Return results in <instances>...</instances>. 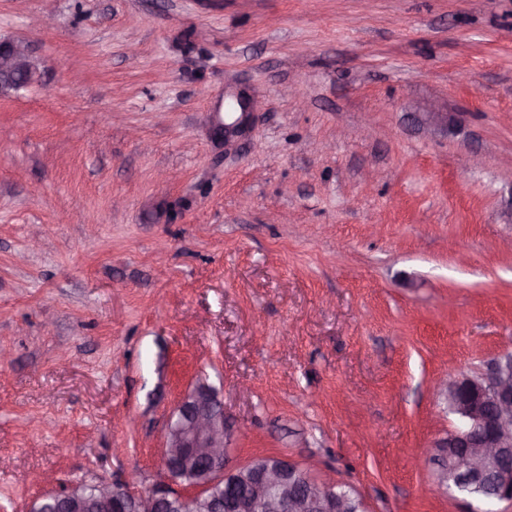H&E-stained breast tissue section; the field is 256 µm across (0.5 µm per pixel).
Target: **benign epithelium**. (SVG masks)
Listing matches in <instances>:
<instances>
[{"mask_svg":"<svg viewBox=\"0 0 512 512\" xmlns=\"http://www.w3.org/2000/svg\"><path fill=\"white\" fill-rule=\"evenodd\" d=\"M37 81L28 45L0 40V97ZM239 115L217 125L228 146L249 131L254 100L236 97ZM460 427L427 450L441 459L439 486L468 499L491 487L493 501L512 503V354L494 360L484 378L454 379L441 388ZM232 441L224 403L205 382L197 383L170 415L163 451L164 479L139 488L135 476L112 484H73L36 501L30 512H224V489L240 483L243 495L232 512H354L352 496L331 477L277 457L229 464Z\"/></svg>","mask_w":512,"mask_h":512,"instance_id":"1","label":"benign epithelium"}]
</instances>
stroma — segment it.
Segmentation results:
<instances>
[{
    "mask_svg": "<svg viewBox=\"0 0 512 512\" xmlns=\"http://www.w3.org/2000/svg\"><path fill=\"white\" fill-rule=\"evenodd\" d=\"M0 37L41 74L0 98V512L151 487L200 381L230 465L466 512L414 459L512 353V0H0ZM236 104L240 112L230 113H239V115L230 122L219 123L216 128L217 132L223 136L225 145H231L235 139L243 137L249 131L250 115L254 111V100L237 96Z\"/></svg>",
    "mask_w": 512,
    "mask_h": 512,
    "instance_id": "obj_1",
    "label": "stroma"
}]
</instances>
